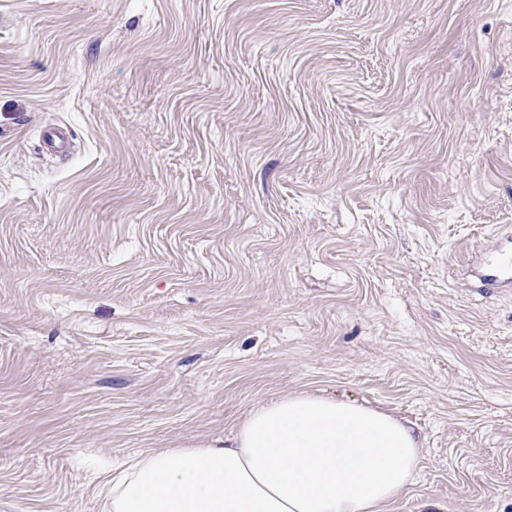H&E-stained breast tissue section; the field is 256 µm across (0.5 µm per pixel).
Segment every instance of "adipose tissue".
I'll return each instance as SVG.
<instances>
[{
	"instance_id": "ef3b65f1",
	"label": "adipose tissue",
	"mask_w": 512,
	"mask_h": 512,
	"mask_svg": "<svg viewBox=\"0 0 512 512\" xmlns=\"http://www.w3.org/2000/svg\"><path fill=\"white\" fill-rule=\"evenodd\" d=\"M421 442L378 408L297 392L253 408L223 445L128 457L106 512H380L413 484Z\"/></svg>"
}]
</instances>
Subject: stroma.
Wrapping results in <instances>:
<instances>
[{
  "mask_svg": "<svg viewBox=\"0 0 512 512\" xmlns=\"http://www.w3.org/2000/svg\"><path fill=\"white\" fill-rule=\"evenodd\" d=\"M509 235L512 0H0V512L299 391L512 512Z\"/></svg>",
  "mask_w": 512,
  "mask_h": 512,
  "instance_id": "35a3bbf8",
  "label": "stroma"
}]
</instances>
